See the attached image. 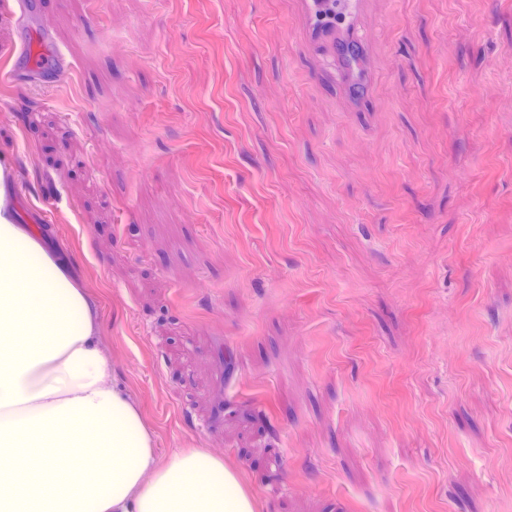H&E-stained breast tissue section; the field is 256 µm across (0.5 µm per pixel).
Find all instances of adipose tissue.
I'll use <instances>...</instances> for the list:
<instances>
[{
	"instance_id": "ef3b65f1",
	"label": "adipose tissue",
	"mask_w": 512,
	"mask_h": 512,
	"mask_svg": "<svg viewBox=\"0 0 512 512\" xmlns=\"http://www.w3.org/2000/svg\"><path fill=\"white\" fill-rule=\"evenodd\" d=\"M0 161V512H256L205 448L161 457L112 368L95 303L17 222Z\"/></svg>"
}]
</instances>
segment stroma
<instances>
[{
    "label": "stroma",
    "mask_w": 512,
    "mask_h": 512,
    "mask_svg": "<svg viewBox=\"0 0 512 512\" xmlns=\"http://www.w3.org/2000/svg\"><path fill=\"white\" fill-rule=\"evenodd\" d=\"M357 23L356 78L306 0H0L9 198L162 456L259 512H512V0Z\"/></svg>",
    "instance_id": "35a3bbf8"
}]
</instances>
